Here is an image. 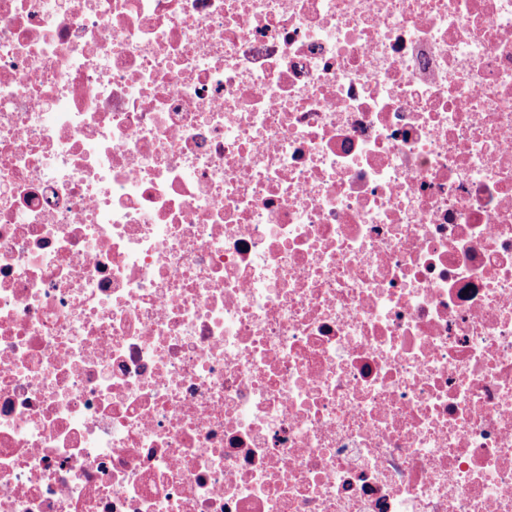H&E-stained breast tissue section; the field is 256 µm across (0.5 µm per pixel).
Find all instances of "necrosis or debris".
I'll use <instances>...</instances> for the list:
<instances>
[{"label":"necrosis or debris","mask_w":512,"mask_h":512,"mask_svg":"<svg viewBox=\"0 0 512 512\" xmlns=\"http://www.w3.org/2000/svg\"><path fill=\"white\" fill-rule=\"evenodd\" d=\"M0 512H512V0H0Z\"/></svg>","instance_id":"1"}]
</instances>
